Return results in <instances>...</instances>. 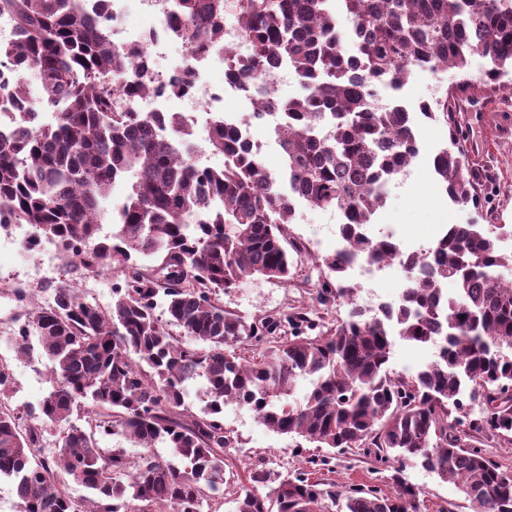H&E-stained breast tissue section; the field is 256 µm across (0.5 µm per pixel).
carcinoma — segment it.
I'll use <instances>...</instances> for the list:
<instances>
[{
  "instance_id": "carcinoma-1",
  "label": "carcinoma",
  "mask_w": 512,
  "mask_h": 512,
  "mask_svg": "<svg viewBox=\"0 0 512 512\" xmlns=\"http://www.w3.org/2000/svg\"><path fill=\"white\" fill-rule=\"evenodd\" d=\"M224 2L174 0L171 26L203 49L224 32ZM235 9L242 49L224 68L255 120L278 114V175L221 117L207 142L224 156L214 169L173 148L193 135L179 113L118 107L117 90L130 99L178 92L189 67L167 86L132 80L130 62L141 53L113 46L101 6L0 0L18 29L0 43V106L14 112L0 133V228L28 224L66 262L88 273L112 269L119 280L106 309L57 288L19 327L16 357H30L38 343L51 389L36 407L13 406L12 372L0 364V479L11 480L20 512H202L226 483L224 405L235 403L266 429L319 448H358L382 465L414 458L456 480L471 512H512V478L464 442L512 445V281L502 275L512 252L501 249L503 232L450 224L427 249L407 253L370 231L391 184L419 154L418 119L453 120L454 92L473 80L416 112L385 91L418 68L465 74L473 55L490 63L482 85L512 73V0H235ZM279 65L299 95L280 97ZM433 168L452 201H477L463 150H440ZM118 180L130 192L109 211ZM298 201L339 218L341 247L320 258L328 274L318 297L351 308L314 335L302 326L317 324L298 313L287 336L273 316L248 321L224 310L220 293L256 276L293 279L284 241ZM106 222L112 232L102 235ZM155 257L158 265L143 264ZM353 258L398 262L407 274L400 303L372 311L354 302ZM448 281L452 296L441 292ZM396 336L432 344L435 358L412 375L392 372ZM198 379L207 404L196 415L185 390ZM301 379L310 388L297 398ZM50 430L57 448L41 456ZM97 431L129 437L142 451L132 459L100 448ZM158 441L169 456L154 453ZM391 480L389 495L349 491L344 512H420L421 490ZM73 485L90 492L92 507L78 508ZM327 499L336 503V492L307 474L282 476L261 463L233 492L235 512H323Z\"/></svg>"
}]
</instances>
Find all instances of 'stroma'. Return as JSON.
<instances>
[{"label": "stroma", "instance_id": "stroma-1", "mask_svg": "<svg viewBox=\"0 0 512 512\" xmlns=\"http://www.w3.org/2000/svg\"><path fill=\"white\" fill-rule=\"evenodd\" d=\"M458 79L453 70L434 77L418 70L398 91L397 98L412 108L432 100L435 93L445 92ZM456 119L459 143L466 148L469 163L478 174L480 203L461 205L448 198L432 165L434 154L450 144L448 126L442 121L419 122L420 153L407 175L391 187L375 217L377 230L396 231L407 249L429 246L442 225L487 220L512 225V134L503 139L490 136L477 119L467 118L462 112ZM338 222L335 212L298 205L287 235V248L296 263L294 278L287 283L264 277L245 281L222 295L225 310L249 320L265 316L283 319L307 309L322 314L329 324L346 318L345 301L322 305L315 300V290L324 278L317 258L335 249ZM117 281L115 272L81 275L62 261L45 268L39 252L24 250L18 243L0 246V289L8 292L0 299V363L8 364L13 373V402L37 404L50 388L49 362L41 349L20 359L8 342L28 313L49 303L54 289L65 286L76 287L88 301L107 307ZM224 428L235 441L234 447L226 451L235 475H245L247 465L262 462L283 474L308 473L311 480L339 493L374 487L388 494L393 490L390 476L396 473L422 491L421 512H470L456 482L442 480L415 459L404 460L394 472L380 467L358 449H322L304 439L269 431L252 412L232 403L224 407Z\"/></svg>", "mask_w": 512, "mask_h": 512}]
</instances>
